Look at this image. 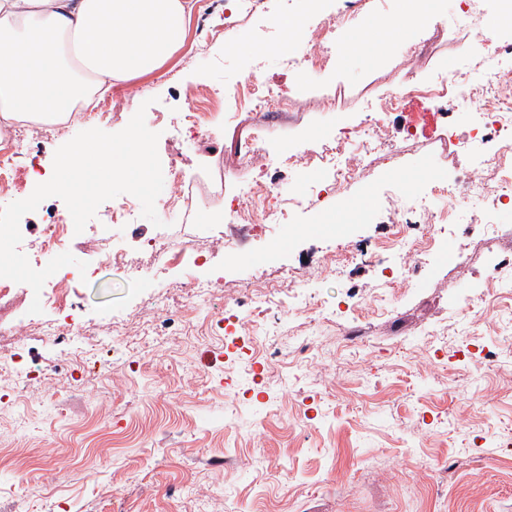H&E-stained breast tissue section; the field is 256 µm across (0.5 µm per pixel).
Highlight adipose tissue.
I'll list each match as a JSON object with an SVG mask.
<instances>
[{"label": "adipose tissue", "instance_id": "obj_1", "mask_svg": "<svg viewBox=\"0 0 512 512\" xmlns=\"http://www.w3.org/2000/svg\"><path fill=\"white\" fill-rule=\"evenodd\" d=\"M196 0H0V120L52 124L89 95L57 51L69 37L82 72L122 83L179 47Z\"/></svg>", "mask_w": 512, "mask_h": 512}]
</instances>
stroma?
Masks as SVG:
<instances>
[{"mask_svg": "<svg viewBox=\"0 0 512 512\" xmlns=\"http://www.w3.org/2000/svg\"><path fill=\"white\" fill-rule=\"evenodd\" d=\"M334 9L263 0L229 41L215 13L203 54L188 20L182 45L137 76L161 163L179 152L210 210L251 183L232 165L255 122L277 156L296 158L269 170L283 205L258 232L181 211L159 228L89 221L102 250L73 242L87 269L61 273L68 321L93 339L35 335L21 361L0 362V512H512V267L487 268L489 250L512 257V204L448 208L464 166L448 131L469 130L477 107L402 99L360 179L311 196L329 173L321 142L379 104L410 45L428 41L429 80L476 73L459 0H370L337 29L328 67L288 68L298 44L282 20L305 33ZM251 74L280 85L288 111L205 139L179 133L189 92L223 89L231 112ZM401 205L452 219L396 228L387 216ZM66 209L48 198L21 223L33 268L45 257L29 240ZM151 239L189 251L148 259L138 247ZM103 250L126 267L102 265ZM32 301L15 285L0 322L58 319L48 304L30 313Z\"/></svg>", "mask_w": 512, "mask_h": 512, "instance_id": "35a3bbf8", "label": "stroma"}]
</instances>
